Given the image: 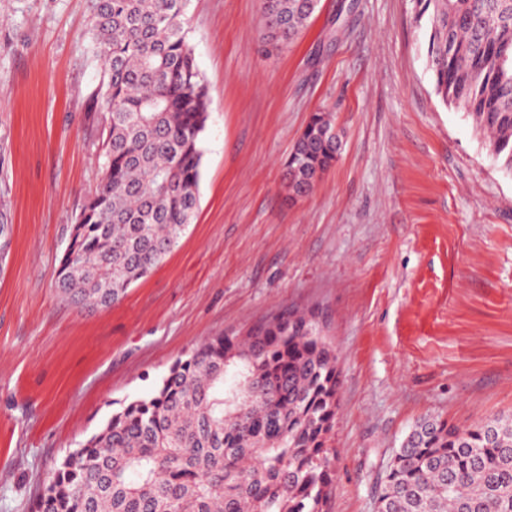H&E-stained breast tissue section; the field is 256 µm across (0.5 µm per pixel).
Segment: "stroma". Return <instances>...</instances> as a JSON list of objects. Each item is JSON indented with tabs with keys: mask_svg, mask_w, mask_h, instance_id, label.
Wrapping results in <instances>:
<instances>
[{
	"mask_svg": "<svg viewBox=\"0 0 512 512\" xmlns=\"http://www.w3.org/2000/svg\"><path fill=\"white\" fill-rule=\"evenodd\" d=\"M413 0H320L288 47L259 0H191L210 97L199 206L111 307L52 275L101 173L89 0H0V512H32L57 460L214 336L318 310L341 385L328 512H376L420 419L512 416V175L436 95ZM343 133L306 196L284 178L314 112Z\"/></svg>",
	"mask_w": 512,
	"mask_h": 512,
	"instance_id": "stroma-1",
	"label": "stroma"
}]
</instances>
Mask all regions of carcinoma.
Masks as SVG:
<instances>
[{
	"label": "carcinoma",
	"instance_id": "carcinoma-1",
	"mask_svg": "<svg viewBox=\"0 0 512 512\" xmlns=\"http://www.w3.org/2000/svg\"><path fill=\"white\" fill-rule=\"evenodd\" d=\"M189 0H89L106 112L100 185L54 272L78 306L109 307L194 220L209 95L186 27ZM442 102L466 112L512 174V0H414ZM318 0H260L262 36L292 44ZM341 149L315 112L286 164L306 195ZM336 355L315 315L282 311L175 360L56 464L35 512H323ZM378 512H512V416L459 429L417 422L385 472Z\"/></svg>",
	"mask_w": 512,
	"mask_h": 512
}]
</instances>
